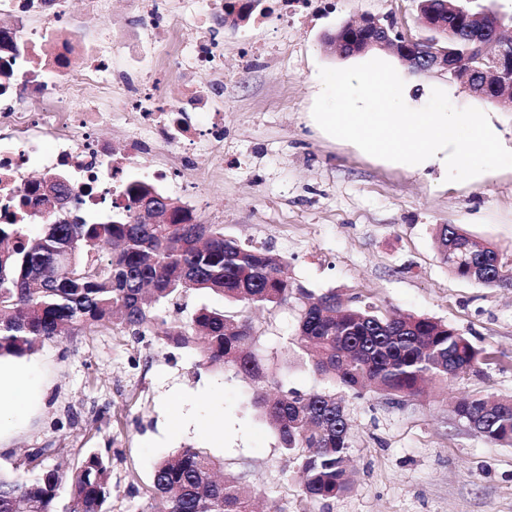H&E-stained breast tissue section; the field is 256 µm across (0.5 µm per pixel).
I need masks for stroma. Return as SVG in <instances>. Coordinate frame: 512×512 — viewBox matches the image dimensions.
Masks as SVG:
<instances>
[{
	"instance_id": "1",
	"label": "stroma",
	"mask_w": 512,
	"mask_h": 512,
	"mask_svg": "<svg viewBox=\"0 0 512 512\" xmlns=\"http://www.w3.org/2000/svg\"><path fill=\"white\" fill-rule=\"evenodd\" d=\"M415 0H313L306 19L288 25L266 18L242 24L221 48L224 148L201 143L180 186L194 184V213L226 236L268 247L287 261L289 280L315 294L336 292L358 306L431 317L454 327L490 354L479 373L436 382L417 397L391 403L375 391L343 392L298 356L290 340L295 303L253 313L256 351L282 389L343 394L352 420L351 486L327 501L307 499L298 470L253 404V383L198 363L186 349L134 342L99 329L44 343L0 365L30 383L27 401L0 419V469L25 471L27 453L48 449V464L75 467L109 450V512H143L156 463L181 449H204L225 474L255 488L263 512H512V447L487 441L459 423L457 400L472 394L512 397V286L487 287L453 275L435 238L448 224L494 248L512 265V168L463 182L435 170L412 171L372 157L325 133L312 115L322 90L320 68L354 66L374 57L397 67L406 85L430 97L445 89L458 108L486 113L504 147H512V112L474 95L464 82L431 72L411 75L388 49L343 56L326 43L344 22L364 14L412 22ZM99 40H126L112 58L148 73L165 65L161 85L178 102L186 84L209 74L166 66L160 39L136 27L128 0H112L108 19L86 18ZM255 45L266 55L244 60ZM189 420L171 428L168 410Z\"/></svg>"
}]
</instances>
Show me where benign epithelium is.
<instances>
[{"label":"benign epithelium","mask_w":512,"mask_h":512,"mask_svg":"<svg viewBox=\"0 0 512 512\" xmlns=\"http://www.w3.org/2000/svg\"><path fill=\"white\" fill-rule=\"evenodd\" d=\"M508 20L512 22V17L507 19L486 6L467 15V31L471 40L490 46L492 50L488 51L480 67L471 69L466 83L477 96L503 108H512V44H500L497 39L506 31ZM344 29L354 31L356 37L336 39V50L342 55L388 48L413 74L437 70L450 80L456 79L459 63L448 56L447 49L439 45L440 38H416L389 16L363 15L347 22ZM63 183L65 180L57 176L44 179L41 183L43 207L65 210L67 199L55 190V187Z\"/></svg>","instance_id":"benign-epithelium-1"}]
</instances>
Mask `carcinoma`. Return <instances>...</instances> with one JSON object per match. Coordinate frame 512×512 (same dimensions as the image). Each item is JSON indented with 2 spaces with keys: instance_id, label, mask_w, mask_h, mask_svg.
Instances as JSON below:
<instances>
[{
  "instance_id": "cac0c4a2",
  "label": "carcinoma",
  "mask_w": 512,
  "mask_h": 512,
  "mask_svg": "<svg viewBox=\"0 0 512 512\" xmlns=\"http://www.w3.org/2000/svg\"><path fill=\"white\" fill-rule=\"evenodd\" d=\"M425 15L445 5L474 12L469 0H419ZM464 13L448 16L458 37L443 47L472 66L481 49L467 38ZM129 204L108 221L88 224L73 211L40 225L0 223V359L23 358L36 346L73 333L116 327L140 340L191 348L207 368L276 383L252 351L257 333L248 315L202 306L187 320L165 315L192 293L215 294L244 308L302 304L295 341L319 375L354 395L368 385L396 403L415 396L431 379L475 372L488 353L447 324L425 317L386 315L354 306L334 292L315 295L284 276L286 260L224 235V225L204 224L178 202L143 180L126 188ZM163 207L154 222L137 220L144 203ZM448 269L484 285H512V267L497 251L448 224L436 233ZM255 404L275 428L281 448L297 464L305 495L332 499L349 488L345 461L351 424L342 402L328 392H283L270 399L258 390ZM458 420L476 433L512 446V398L474 395L460 401ZM46 448L26 455L27 470H0V512H57L69 485L71 512H107L110 458L88 453L71 474L44 464ZM204 451L184 448L154 468L145 512H254L253 495L240 478L219 475Z\"/></svg>"
}]
</instances>
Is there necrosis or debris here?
Returning <instances> with one entry per match:
<instances>
[{
  "label": "necrosis or debris",
  "mask_w": 512,
  "mask_h": 512,
  "mask_svg": "<svg viewBox=\"0 0 512 512\" xmlns=\"http://www.w3.org/2000/svg\"><path fill=\"white\" fill-rule=\"evenodd\" d=\"M202 5L197 22L205 32L191 41L184 58L192 68L214 73L222 68L224 0ZM124 49L120 40L106 50L86 40L66 0H0V207L9 206L14 223L50 218L30 200L33 165L67 173L73 195L93 222L103 207L127 204L131 170L161 146L179 149L184 165L197 140L223 147L224 118L210 92L191 91L173 110L155 79L127 86L134 132L124 144L98 137L96 128L105 120L101 104L112 94V55ZM61 84L80 102L79 110L56 96Z\"/></svg>",
  "instance_id": "4bbe7bcc"
}]
</instances>
